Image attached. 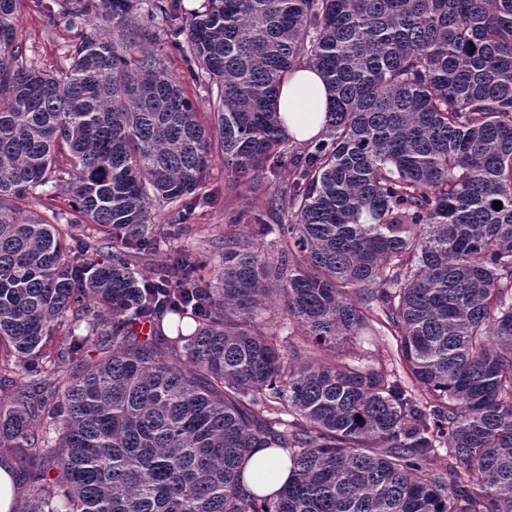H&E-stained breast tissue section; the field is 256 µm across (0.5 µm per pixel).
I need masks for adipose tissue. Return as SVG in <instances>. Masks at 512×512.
Masks as SVG:
<instances>
[{"label": "adipose tissue", "mask_w": 512, "mask_h": 512, "mask_svg": "<svg viewBox=\"0 0 512 512\" xmlns=\"http://www.w3.org/2000/svg\"><path fill=\"white\" fill-rule=\"evenodd\" d=\"M329 92L322 75L309 67L293 69L279 88L278 111L282 127L291 140L307 142L322 132L329 107ZM287 450H257L244 466L243 487L254 495L279 491L292 473Z\"/></svg>", "instance_id": "obj_1"}]
</instances>
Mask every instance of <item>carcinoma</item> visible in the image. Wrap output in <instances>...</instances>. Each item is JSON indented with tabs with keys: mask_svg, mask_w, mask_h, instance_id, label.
<instances>
[{
	"mask_svg": "<svg viewBox=\"0 0 512 512\" xmlns=\"http://www.w3.org/2000/svg\"><path fill=\"white\" fill-rule=\"evenodd\" d=\"M23 7L0 0V453L29 482L11 512H512V0H61L111 32L52 73L26 60ZM297 66L331 100L290 152ZM215 153L231 185L288 172L289 223L225 241L216 287L189 255L141 274ZM64 174L96 247L22 215ZM162 205L177 222L152 224ZM277 304L321 355L258 332ZM376 324L408 380L328 359ZM258 448L292 449L269 496L241 485ZM155 26L157 34H159V40L156 44L158 53L167 57L169 69L180 77L187 96L197 104L199 112H209L208 93L200 80V70L198 71L194 63L187 61L177 50L170 46L162 31L163 25L160 16L156 20ZM197 72H199V79Z\"/></svg>",
	"mask_w": 512,
	"mask_h": 512,
	"instance_id": "1",
	"label": "carcinoma"
}]
</instances>
